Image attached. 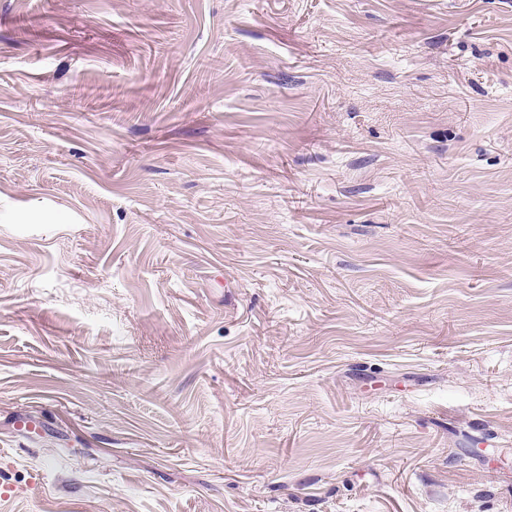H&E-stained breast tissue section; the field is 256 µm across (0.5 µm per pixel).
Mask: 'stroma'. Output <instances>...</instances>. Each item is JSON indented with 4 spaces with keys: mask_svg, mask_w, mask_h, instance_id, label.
I'll use <instances>...</instances> for the list:
<instances>
[{
    "mask_svg": "<svg viewBox=\"0 0 512 512\" xmlns=\"http://www.w3.org/2000/svg\"><path fill=\"white\" fill-rule=\"evenodd\" d=\"M1 484L512 512V0H0Z\"/></svg>",
    "mask_w": 512,
    "mask_h": 512,
    "instance_id": "obj_1",
    "label": "stroma"
}]
</instances>
